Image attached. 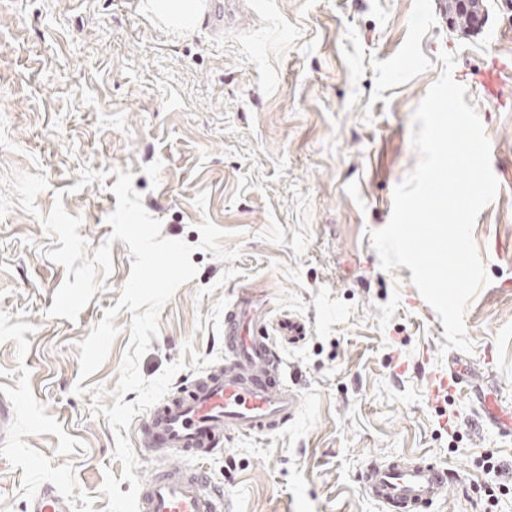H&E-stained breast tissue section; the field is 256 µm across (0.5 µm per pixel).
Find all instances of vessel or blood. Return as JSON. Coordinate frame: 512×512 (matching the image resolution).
Masks as SVG:
<instances>
[{
    "instance_id": "1",
    "label": "vessel or blood",
    "mask_w": 512,
    "mask_h": 512,
    "mask_svg": "<svg viewBox=\"0 0 512 512\" xmlns=\"http://www.w3.org/2000/svg\"><path fill=\"white\" fill-rule=\"evenodd\" d=\"M494 60L481 73L490 96L503 95L501 74L511 67ZM291 339L306 333L293 318L272 320L269 302L258 289H238L224 314L223 364L206 369L191 386L179 389L153 406L137 431L140 447L163 456L178 449L199 458L213 455L225 434L273 432L287 425L300 408L297 395L282 382L281 359L274 349L273 332ZM456 370L438 377L432 396L469 387ZM480 407L501 433H512V418L502 416L492 398ZM364 491L388 512H418L434 503L452 479L446 469L430 462L395 459L371 463L361 476ZM139 512H224V494L211 487L197 471L166 465L156 469L138 495ZM27 512H70L57 487L44 485L29 502Z\"/></svg>"
}]
</instances>
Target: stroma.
I'll return each instance as SVG.
<instances>
[{
	"label": "stroma",
	"mask_w": 512,
	"mask_h": 512,
	"mask_svg": "<svg viewBox=\"0 0 512 512\" xmlns=\"http://www.w3.org/2000/svg\"><path fill=\"white\" fill-rule=\"evenodd\" d=\"M224 16L167 26L150 0H0V176L45 177L28 214L12 195L0 215V399L15 417L0 438V512H26L56 484L71 512H105L106 473L121 478L115 439L91 394L113 390L132 315L97 372L80 376L78 345L114 307L132 257L111 240L116 170L133 175L162 234L195 245L196 278L163 308L141 358L152 379L186 340L224 351V312L238 288L266 291L273 316L303 320L277 341L298 415L280 431L233 435L199 460L227 512H386L363 491L371 462L423 459L457 476L424 512H512V437L478 395L512 414V106L484 95L479 71L512 59V0H483L485 21L450 27L439 0H208ZM453 54L466 104L479 109L499 183L473 238L488 283L464 313L472 351L445 350L437 311L400 266L386 271L370 233L384 228L395 187L413 170L416 110ZM103 179L79 187L83 169ZM209 194L199 209L198 192ZM81 216L89 250L111 243L112 270L77 320L49 317L67 278L40 220L55 200ZM227 231L221 262L198 250V224ZM456 364L477 392L430 395ZM503 465L498 478L489 463ZM480 407L485 414V416L488 418L492 424H494L498 430L502 434H510L512 433V418L506 417L504 418L499 412L498 408L495 405L492 398L486 397V396H479L477 397Z\"/></svg>",
	"instance_id": "35a3bbf8"
}]
</instances>
